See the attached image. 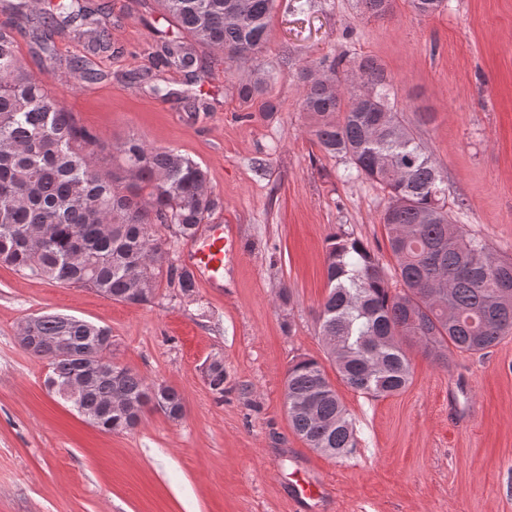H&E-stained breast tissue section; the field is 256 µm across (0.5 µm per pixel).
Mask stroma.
Listing matches in <instances>:
<instances>
[{"mask_svg":"<svg viewBox=\"0 0 512 512\" xmlns=\"http://www.w3.org/2000/svg\"><path fill=\"white\" fill-rule=\"evenodd\" d=\"M293 2L276 0L257 60L232 64L200 45L204 80L165 68L156 93L133 76L150 66L157 32L173 29L157 0H106L101 51L59 37L48 57L19 37L23 68L78 125L199 163L221 202L207 223L226 226L227 244L223 285L201 276L186 296L163 274L144 306L0 263V512H512V335L448 368L412 351L410 385L386 397L352 390L326 358V240L349 232L390 261L388 195L320 149L299 79L325 56L377 57L447 176L453 220L512 258V0H448L429 17L393 0L382 18L360 0H314L303 13ZM73 58L101 80H76ZM257 80L262 92L243 100L240 86ZM198 97L210 110L189 111ZM42 313L108 327L113 362L179 391L182 419L147 407L129 432L89 425L19 344ZM301 357L322 361L352 417L347 457L309 448L288 421L284 381ZM215 359L220 396L205 376ZM300 478L313 496L296 495Z\"/></svg>","mask_w":512,"mask_h":512,"instance_id":"35a3bbf8","label":"stroma"}]
</instances>
